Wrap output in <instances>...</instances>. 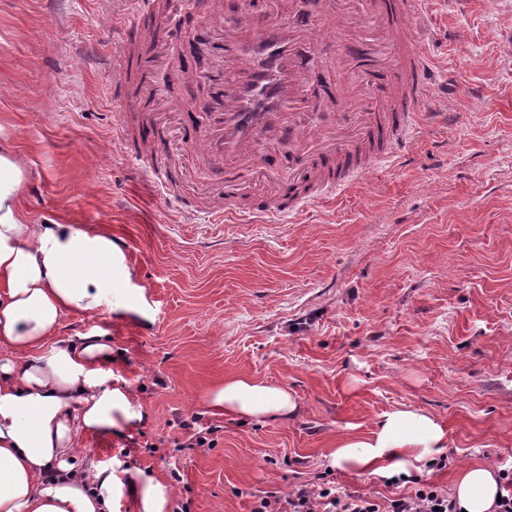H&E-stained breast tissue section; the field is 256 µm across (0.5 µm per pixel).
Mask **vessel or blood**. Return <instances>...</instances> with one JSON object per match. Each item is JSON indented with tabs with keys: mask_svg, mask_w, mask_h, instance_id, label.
<instances>
[{
	"mask_svg": "<svg viewBox=\"0 0 512 512\" xmlns=\"http://www.w3.org/2000/svg\"><path fill=\"white\" fill-rule=\"evenodd\" d=\"M428 0H315L318 21L297 16L270 18L255 27L228 20L225 0H211L193 33L211 54L223 57L233 79L216 74L214 85L224 99L206 137H199L189 101H181L184 122L181 149L169 146L151 94L149 72L140 66L144 46L164 54L184 39L170 26L173 8L189 11L195 0H128L121 15L126 36L116 46L120 65L112 87L124 99L116 137L132 167L149 178L168 208L185 209L183 191L201 157L216 153L224 165L212 169L218 193L202 196V213L217 224L248 215L254 218L302 211L323 195L341 190L405 146L416 126L417 109L431 88L432 69L425 55L411 48L422 36ZM336 45L342 70L359 68L367 79L337 86L346 113L341 122L310 131L275 126L285 112H302L319 102V76L304 60L306 46L321 36ZM289 137V158L261 157L253 144L260 138ZM261 185L271 196L257 198Z\"/></svg>",
	"mask_w": 512,
	"mask_h": 512,
	"instance_id": "vessel-or-blood-1",
	"label": "vessel or blood"
}]
</instances>
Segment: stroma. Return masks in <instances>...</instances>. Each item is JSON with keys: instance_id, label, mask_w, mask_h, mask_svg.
Wrapping results in <instances>:
<instances>
[{"instance_id": "stroma-1", "label": "stroma", "mask_w": 512, "mask_h": 512, "mask_svg": "<svg viewBox=\"0 0 512 512\" xmlns=\"http://www.w3.org/2000/svg\"><path fill=\"white\" fill-rule=\"evenodd\" d=\"M126 0H0V119L30 159L24 206L107 227L144 287L147 317L68 316L99 327L104 365L138 420L77 447L123 486L173 484L169 512H251L268 491L326 477L376 501L396 486L337 469L338 439L405 407L448 426V489L473 462L512 464V0H431L418 47L436 72L411 152L335 200L224 224L169 212L113 138L111 70ZM288 388L285 419L206 404L224 377ZM216 426L212 448L190 437Z\"/></svg>"}]
</instances>
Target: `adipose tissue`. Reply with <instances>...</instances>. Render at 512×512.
I'll list each match as a JSON object with an SVG mask.
<instances>
[{"instance_id": "ef3b65f1", "label": "adipose tissue", "mask_w": 512, "mask_h": 512, "mask_svg": "<svg viewBox=\"0 0 512 512\" xmlns=\"http://www.w3.org/2000/svg\"><path fill=\"white\" fill-rule=\"evenodd\" d=\"M28 179L29 159L8 123H0V512H112L119 480L89 461L74 438L135 419L133 395L108 384L106 331L75 341L61 331L73 312L144 313L145 296L129 303L116 297V289L131 287V270L99 225L72 224L58 214L31 220L23 206ZM206 401L236 417L284 419L297 409L286 387L248 375L225 379ZM447 442L441 419L397 408L370 434L340 439L330 457L339 469L392 479L419 470ZM498 493L490 465L456 474L459 512H492ZM132 494L136 512H168L174 490L144 476Z\"/></svg>"}]
</instances>
